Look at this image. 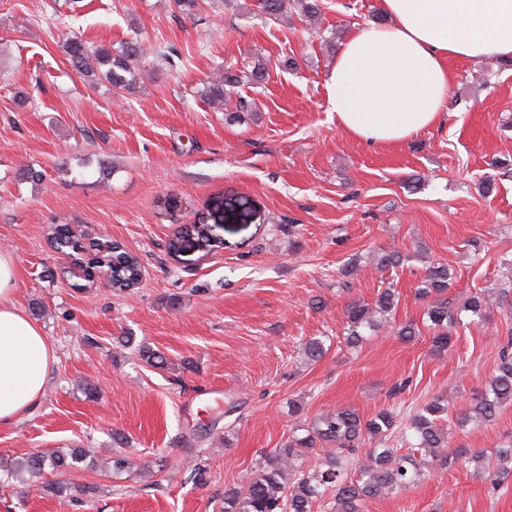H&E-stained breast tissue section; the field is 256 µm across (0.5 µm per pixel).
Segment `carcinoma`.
I'll list each match as a JSON object with an SVG mask.
<instances>
[{"instance_id":"carcinoma-1","label":"carcinoma","mask_w":512,"mask_h":512,"mask_svg":"<svg viewBox=\"0 0 512 512\" xmlns=\"http://www.w3.org/2000/svg\"><path fill=\"white\" fill-rule=\"evenodd\" d=\"M293 4L298 15L315 23L322 14L319 0H256L257 8L268 17L278 20L288 13ZM70 63L85 80L105 81L114 91H132L139 80L137 59L142 53L139 41H129L118 51L100 44L87 46L74 38L66 45ZM266 66L258 61L250 72L227 67L223 72L207 78L201 96L213 107L226 112L245 108L238 88L260 85ZM112 288L125 291L141 278V261L130 250L112 254ZM454 274L448 266L437 264L424 274L417 296L431 299L424 312L427 329L433 332L432 345L441 353L451 348L452 329L460 323V311L481 318L494 306L489 295L476 293L455 311L448 307V290ZM398 303L395 289L388 287L378 294L374 304L352 302L345 309L344 342L350 348L359 347L367 339L366 332L382 329L390 322ZM306 356L318 361L326 350L322 340L310 338L303 343ZM507 404H512V336L502 346L495 374L484 390L472 398L469 411L456 416V422L469 420L490 422ZM448 401L435 396L415 409L407 417L393 408H384L374 417L363 419L352 409L340 408L315 417L307 425H298L305 435H292L277 448L240 484L224 489V512H361V504L395 493L419 482L424 472L446 469L451 459L439 449L448 447V432L442 423L449 422ZM399 434L397 447L388 445L393 434ZM367 441L374 447L367 450L368 462L355 466V454ZM319 443L329 444L333 451L318 457L312 468L304 467L305 455L312 453ZM86 457L83 448H74L66 454H33L14 463L13 470L26 472L32 478L43 476L46 468L72 474L81 468ZM497 466L488 473L492 489L509 485L512 478V445L496 450Z\"/></svg>"}]
</instances>
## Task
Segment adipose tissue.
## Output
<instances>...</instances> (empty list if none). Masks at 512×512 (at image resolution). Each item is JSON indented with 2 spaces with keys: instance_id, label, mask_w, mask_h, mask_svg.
<instances>
[{
  "instance_id": "adipose-tissue-1",
  "label": "adipose tissue",
  "mask_w": 512,
  "mask_h": 512,
  "mask_svg": "<svg viewBox=\"0 0 512 512\" xmlns=\"http://www.w3.org/2000/svg\"><path fill=\"white\" fill-rule=\"evenodd\" d=\"M388 19L347 34L325 81L337 126L363 141L404 143L448 106L451 57H512V0H379ZM16 269L0 252V429L45 396L54 348L15 302Z\"/></svg>"
}]
</instances>
